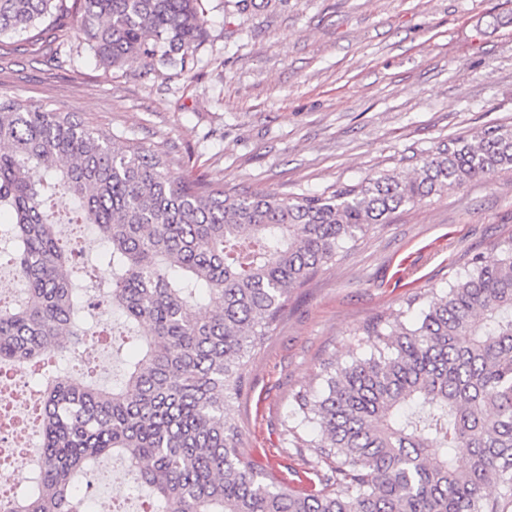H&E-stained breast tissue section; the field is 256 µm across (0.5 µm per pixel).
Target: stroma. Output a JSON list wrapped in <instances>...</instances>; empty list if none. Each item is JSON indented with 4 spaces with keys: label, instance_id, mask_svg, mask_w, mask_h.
Masks as SVG:
<instances>
[{
    "label": "stroma",
    "instance_id": "1",
    "mask_svg": "<svg viewBox=\"0 0 512 512\" xmlns=\"http://www.w3.org/2000/svg\"><path fill=\"white\" fill-rule=\"evenodd\" d=\"M209 36L190 71L106 69L76 22L22 54L0 51V95L137 141L231 193H319L450 137L512 122V0H204ZM512 235V174L401 209L296 290L232 404L243 450L268 478L316 490L312 451L294 447L292 396L322 391V360L347 359L359 328L443 291L474 254ZM133 484L106 462L79 494L124 501Z\"/></svg>",
    "mask_w": 512,
    "mask_h": 512
}]
</instances>
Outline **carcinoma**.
<instances>
[{"label": "carcinoma", "instance_id": "carcinoma-1", "mask_svg": "<svg viewBox=\"0 0 512 512\" xmlns=\"http://www.w3.org/2000/svg\"><path fill=\"white\" fill-rule=\"evenodd\" d=\"M80 14L107 68L185 71L207 36L202 0H0V39L42 36ZM512 171V124L458 135L320 193L231 194L73 112L0 96V215L23 299L0 309V369L88 344L80 270L56 231L64 190L104 243L97 298L124 317L137 355L122 380L51 374L39 464L0 512H87L76 494L103 457L125 459L145 512H512V239L478 253L448 289L366 322L351 360L320 364L323 394L301 389L296 447L327 466L296 492L256 469L229 406L288 309L292 290L403 207ZM466 468L455 465L457 453Z\"/></svg>", "mask_w": 512, "mask_h": 512}]
</instances>
